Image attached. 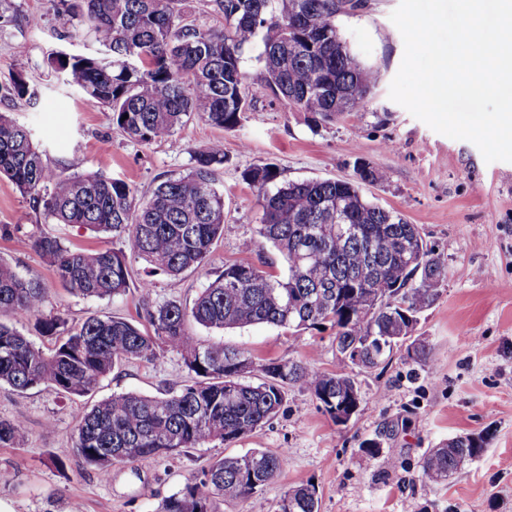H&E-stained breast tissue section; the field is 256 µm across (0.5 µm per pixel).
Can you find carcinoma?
Returning <instances> with one entry per match:
<instances>
[{"instance_id":"1","label":"carcinoma","mask_w":512,"mask_h":512,"mask_svg":"<svg viewBox=\"0 0 512 512\" xmlns=\"http://www.w3.org/2000/svg\"><path fill=\"white\" fill-rule=\"evenodd\" d=\"M49 2L105 54L56 51L48 66L88 102L112 112V122L139 143L166 140L191 115L226 131L240 127L252 103L242 53L257 39L263 89L316 123L341 116L336 90L343 87L352 93L342 110L360 111L377 80L336 29L334 18L350 0H210L224 15L222 31L189 19L186 0ZM8 93L23 99L33 90L16 74ZM223 165L224 144L216 141L192 153L186 173L160 182L142 200L122 178L52 164L26 127L0 113V176L49 223L110 232L122 243L118 250L81 251L49 232L30 236L63 288L83 298L125 293L136 260L145 263L140 288L146 295L153 277L203 266L224 231V193L217 186ZM243 177L261 190L257 234L286 262L282 278L253 262L226 263L189 307L145 299L136 321L70 322L42 317L50 297L40 278L22 276L0 259V313L34 317L42 335L55 339L44 350L0 321V384L19 393L44 386L85 397L121 362L151 361L163 347L179 353L194 374L176 391L116 393L81 409L74 448L101 478L115 464L244 439L276 416L290 385L311 390L338 425L345 424L339 412L359 408V388L344 373H325L302 359L256 362L242 349L201 343L193 328L266 324L300 331L328 323L339 349L356 352V365L375 368L412 337L418 315L440 294L447 267L418 226L359 191L361 183L382 180L377 170L361 164L353 180L289 182L273 193L263 191L274 179L269 168H250ZM338 204L350 208L349 223L336 221ZM252 375L258 382L246 381ZM24 433L21 421L0 419V447H15ZM483 451L481 436L451 439L424 454L422 476L445 481ZM287 464L282 448L226 456L162 500L157 512H222L224 501L263 490ZM277 512H319L316 488L307 483L284 491Z\"/></svg>"}]
</instances>
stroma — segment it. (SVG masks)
<instances>
[{"label": "stroma", "mask_w": 512, "mask_h": 512, "mask_svg": "<svg viewBox=\"0 0 512 512\" xmlns=\"http://www.w3.org/2000/svg\"><path fill=\"white\" fill-rule=\"evenodd\" d=\"M400 0H362L334 23L357 59L378 73L365 107L333 122L270 102L263 87L259 46L245 49L243 69L254 91L240 129L224 131L189 117L167 140L142 144L112 123L110 112L65 92L47 64L51 51L95 56L99 46L57 16L48 0H0L11 21L0 27V87L24 74L33 97L0 94V113L26 126L52 162L67 172L100 171L131 183L139 197L162 180L184 174L192 152L224 142L219 171L224 233L206 264L177 277L156 276L152 299L192 304L226 262L247 259L285 275L287 266L259 238L258 191L244 169L271 165L278 183L354 176L356 162L379 169L381 182L363 186L368 199L404 214L448 266V278L419 318L415 339L425 359L394 351L373 369L345 362L331 326L291 332L265 324L226 331L197 329L202 343L221 342L257 359L294 358L353 377L358 411L344 425L325 413L311 391L291 386L277 416L250 437L219 442L138 463L117 465L100 478L78 456L76 412L119 392L146 395L181 388L190 378L177 352L116 367L92 395L77 398L38 387L23 393L0 385V419L19 420L17 447H0V501L12 512H156L214 460L254 448H284L287 468L263 490L225 502L223 512H276L287 488L313 483L320 512H512V162H485L471 142L433 131L389 97L404 43L390 19ZM39 25H29V18ZM0 258L23 275L38 276L50 295L45 314L81 321L91 316L136 319L144 297L139 281L111 299L69 294L30 236L47 229L73 249H120L119 240L76 225L46 224L27 196L0 178ZM485 439L481 457L447 481L424 479L420 461L440 442L459 435ZM377 454L364 452L369 440Z\"/></svg>", "instance_id": "1"}]
</instances>
